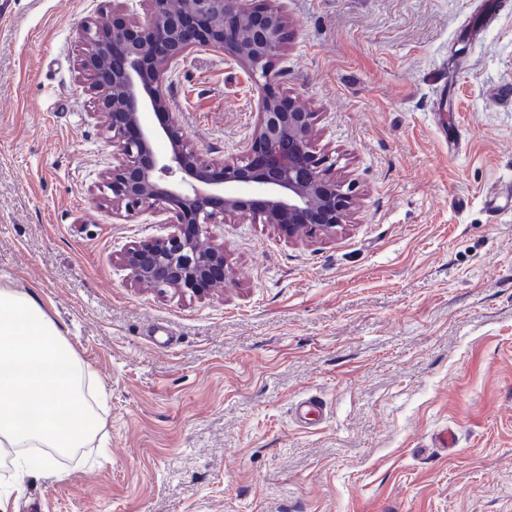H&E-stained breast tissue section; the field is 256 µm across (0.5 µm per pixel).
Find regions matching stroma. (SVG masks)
Masks as SVG:
<instances>
[{"label":"stroma","mask_w":512,"mask_h":512,"mask_svg":"<svg viewBox=\"0 0 512 512\" xmlns=\"http://www.w3.org/2000/svg\"><path fill=\"white\" fill-rule=\"evenodd\" d=\"M282 3L276 80L360 209L292 240L232 218L207 239L232 277L198 297L120 261L174 226L103 186L78 28L112 0H0V282L105 397L103 437L7 512H512V0ZM165 88L203 159L244 151L262 90L236 61L191 50Z\"/></svg>","instance_id":"1"}]
</instances>
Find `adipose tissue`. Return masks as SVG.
Wrapping results in <instances>:
<instances>
[{"label": "adipose tissue", "mask_w": 512, "mask_h": 512, "mask_svg": "<svg viewBox=\"0 0 512 512\" xmlns=\"http://www.w3.org/2000/svg\"><path fill=\"white\" fill-rule=\"evenodd\" d=\"M89 388V369L57 322L29 292L0 285V452H15L0 512L25 477L54 473L56 455L86 447L103 429ZM31 448L39 456H28Z\"/></svg>", "instance_id": "1"}]
</instances>
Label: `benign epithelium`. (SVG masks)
<instances>
[{
    "label": "benign epithelium",
    "mask_w": 512,
    "mask_h": 512,
    "mask_svg": "<svg viewBox=\"0 0 512 512\" xmlns=\"http://www.w3.org/2000/svg\"><path fill=\"white\" fill-rule=\"evenodd\" d=\"M141 23L120 16L112 24H85L80 70L99 95V117L112 132L118 164L104 174L112 208L172 214L175 231L143 241L121 257L132 279L158 291L200 293L232 276L224 249L204 244L209 227L250 215L280 232L333 235L359 209L350 184L331 174L336 162L312 150L316 113L273 84L287 17L275 0H145ZM217 48L261 78L259 119L242 154L203 161L164 90L171 65L194 48ZM150 110L163 115L142 124ZM168 150L160 154L155 141ZM242 184L246 194L224 192Z\"/></svg>",
    "instance_id": "7a95c632"
}]
</instances>
